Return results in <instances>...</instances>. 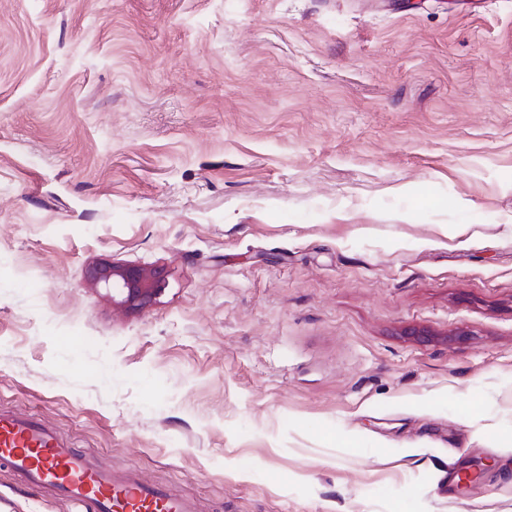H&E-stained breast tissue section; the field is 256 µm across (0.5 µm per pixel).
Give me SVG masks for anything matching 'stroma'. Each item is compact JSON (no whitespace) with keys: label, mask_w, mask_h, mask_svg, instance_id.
<instances>
[{"label":"stroma","mask_w":512,"mask_h":512,"mask_svg":"<svg viewBox=\"0 0 512 512\" xmlns=\"http://www.w3.org/2000/svg\"><path fill=\"white\" fill-rule=\"evenodd\" d=\"M0 410L196 512H512V0H0ZM87 278L91 286L112 290V305L128 312L152 307L167 286V275L158 266H142L103 260L93 265Z\"/></svg>","instance_id":"obj_1"}]
</instances>
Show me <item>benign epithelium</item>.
Returning <instances> with one entry per match:
<instances>
[{"mask_svg": "<svg viewBox=\"0 0 512 512\" xmlns=\"http://www.w3.org/2000/svg\"><path fill=\"white\" fill-rule=\"evenodd\" d=\"M87 278L91 286L112 291V304L128 312L152 307L167 286V275L161 267L108 260L93 265Z\"/></svg>", "mask_w": 512, "mask_h": 512, "instance_id": "7a95c632", "label": "benign epithelium"}]
</instances>
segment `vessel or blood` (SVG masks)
<instances>
[{
    "label": "vessel or blood",
    "mask_w": 512,
    "mask_h": 512,
    "mask_svg": "<svg viewBox=\"0 0 512 512\" xmlns=\"http://www.w3.org/2000/svg\"><path fill=\"white\" fill-rule=\"evenodd\" d=\"M0 460L49 495L92 512H193L170 489L94 466L85 452L32 417L0 413Z\"/></svg>",
    "instance_id": "vessel-or-blood-1"
}]
</instances>
